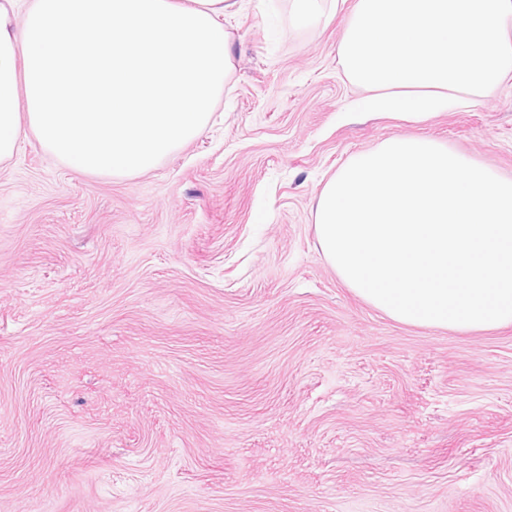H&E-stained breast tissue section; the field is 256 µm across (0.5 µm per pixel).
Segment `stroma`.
<instances>
[{
	"mask_svg": "<svg viewBox=\"0 0 512 512\" xmlns=\"http://www.w3.org/2000/svg\"><path fill=\"white\" fill-rule=\"evenodd\" d=\"M358 0H237L210 124L146 174L0 163V512H512V325H404L325 261L354 154L424 137L512 176V80L346 117Z\"/></svg>",
	"mask_w": 512,
	"mask_h": 512,
	"instance_id": "35a3bbf8",
	"label": "stroma"
}]
</instances>
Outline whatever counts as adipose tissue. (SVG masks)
Returning <instances> with one entry per match:
<instances>
[{
    "instance_id": "obj_1",
    "label": "adipose tissue",
    "mask_w": 512,
    "mask_h": 512,
    "mask_svg": "<svg viewBox=\"0 0 512 512\" xmlns=\"http://www.w3.org/2000/svg\"><path fill=\"white\" fill-rule=\"evenodd\" d=\"M235 0H0V162L30 130L76 171L154 169L208 124Z\"/></svg>"
}]
</instances>
